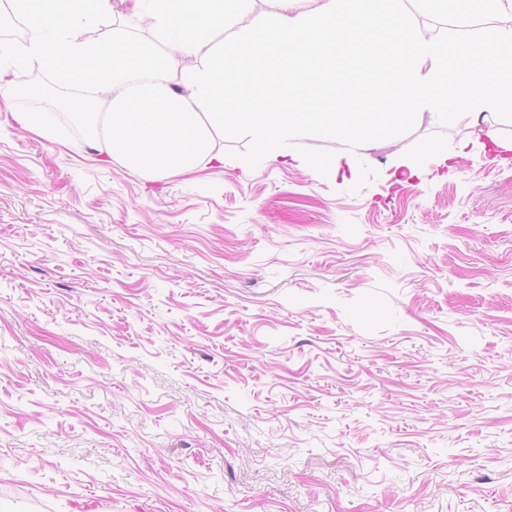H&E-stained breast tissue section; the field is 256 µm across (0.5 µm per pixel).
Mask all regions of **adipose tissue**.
Returning a JSON list of instances; mask_svg holds the SVG:
<instances>
[{"mask_svg": "<svg viewBox=\"0 0 512 512\" xmlns=\"http://www.w3.org/2000/svg\"><path fill=\"white\" fill-rule=\"evenodd\" d=\"M38 2L11 0L28 42L18 54L0 41V88L33 66L91 90L80 119L111 125L93 148L137 172L223 164L214 128L247 132L271 155L296 138L330 141L351 167L393 145L402 123L464 120L512 152V135L500 131L512 124V0H479L487 26L455 39L418 19L460 16L463 0H269L263 13L256 0H131L132 15L150 19V38L119 27L103 44L78 33L110 16L112 0H96L91 13ZM227 29L229 47L215 37ZM166 48L196 60L177 89Z\"/></svg>", "mask_w": 512, "mask_h": 512, "instance_id": "adipose-tissue-1", "label": "adipose tissue"}]
</instances>
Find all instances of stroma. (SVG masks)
I'll return each instance as SVG.
<instances>
[{
    "label": "stroma",
    "mask_w": 512,
    "mask_h": 512,
    "mask_svg": "<svg viewBox=\"0 0 512 512\" xmlns=\"http://www.w3.org/2000/svg\"><path fill=\"white\" fill-rule=\"evenodd\" d=\"M58 111L0 99V512H512V160L153 179Z\"/></svg>",
    "instance_id": "1"
}]
</instances>
